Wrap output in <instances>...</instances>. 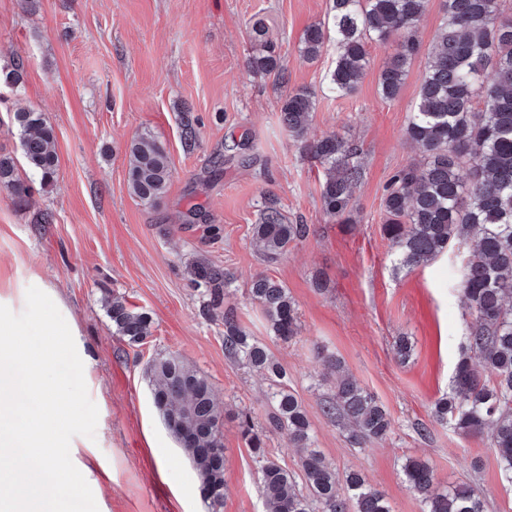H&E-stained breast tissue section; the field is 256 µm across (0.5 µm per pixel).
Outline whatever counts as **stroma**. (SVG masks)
<instances>
[{"label":"stroma","mask_w":512,"mask_h":512,"mask_svg":"<svg viewBox=\"0 0 512 512\" xmlns=\"http://www.w3.org/2000/svg\"><path fill=\"white\" fill-rule=\"evenodd\" d=\"M328 7V0H36L26 9L20 0H0V67L23 63L18 87L0 85V155L13 158L32 188L18 206L0 187V281L34 292L46 282L56 286L93 369L84 380L73 373L69 352H54L51 376L83 413L79 444L112 452L107 469L84 479L81 494L27 484L31 512H42L45 499L66 501L69 512H213L154 406L146 367L160 354L178 355L204 374L224 411L220 512H265L238 415L250 412L264 430L270 386L225 356L228 307L286 368L315 446L337 472L360 471L393 512H422L402 472L406 458H417L431 464L442 486L472 485L485 512H512V485L485 439L460 436L431 418L434 402L451 388L472 320L460 292L463 253L452 249L406 268L382 231L388 179L422 157L406 127L444 0H426L422 49L391 101L382 100L378 78L395 42L369 44L364 75L344 97L328 89L334 47L311 62L300 56L305 29L324 21ZM256 15L280 47L287 81L248 69L254 48L247 26ZM299 87L315 100L309 137L334 133L362 149L352 223L325 216L323 170L283 127V99ZM21 108L42 112L55 131L52 186H42L25 164L11 123ZM147 130L165 144L171 163L167 192L153 205L128 188L129 146ZM189 130L194 140H186ZM243 139L244 160L213 176L225 144ZM267 194L309 228L274 262L253 236ZM44 213L50 223H40ZM212 267L233 276L218 309L204 279ZM260 275L280 281L295 301V340L273 336L252 301L251 283ZM319 277L327 288H316ZM115 295L151 315L144 343L115 334L107 313ZM401 336L412 345L405 361L394 351ZM320 349L340 358L388 411L386 439L352 445L342 424L324 414L333 381L316 359Z\"/></svg>","instance_id":"1"}]
</instances>
